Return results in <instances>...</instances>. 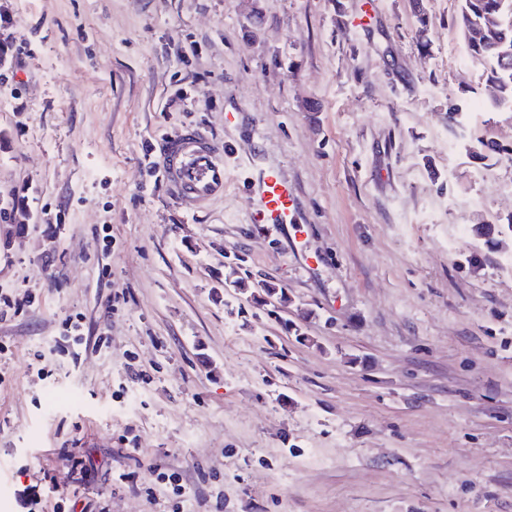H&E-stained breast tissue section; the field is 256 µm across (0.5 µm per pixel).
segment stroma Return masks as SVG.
Instances as JSON below:
<instances>
[{
	"mask_svg": "<svg viewBox=\"0 0 512 512\" xmlns=\"http://www.w3.org/2000/svg\"><path fill=\"white\" fill-rule=\"evenodd\" d=\"M459 7L0 0V291L34 300L0 321V512H512V156L473 140L512 112ZM189 126L265 152L303 237L142 175Z\"/></svg>",
	"mask_w": 512,
	"mask_h": 512,
	"instance_id": "obj_1",
	"label": "stroma"
}]
</instances>
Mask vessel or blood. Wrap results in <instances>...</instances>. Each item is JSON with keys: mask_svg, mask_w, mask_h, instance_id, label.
<instances>
[{"mask_svg": "<svg viewBox=\"0 0 512 512\" xmlns=\"http://www.w3.org/2000/svg\"><path fill=\"white\" fill-rule=\"evenodd\" d=\"M236 156L231 143L217 142L194 129L179 138L163 140L156 162L170 196L186 208L199 209L223 197L229 184L228 164ZM244 167L246 188L254 199L248 223L259 228L300 224L296 190L276 166L265 158L250 156Z\"/></svg>", "mask_w": 512, "mask_h": 512, "instance_id": "b4317fda", "label": "vessel or blood"}]
</instances>
